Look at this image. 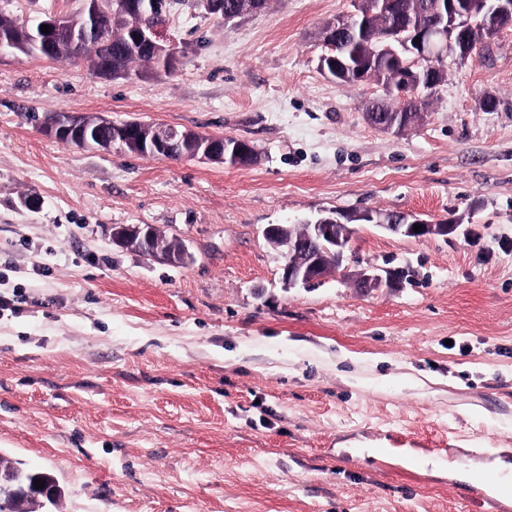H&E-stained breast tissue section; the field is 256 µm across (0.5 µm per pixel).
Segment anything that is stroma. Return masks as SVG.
Masks as SVG:
<instances>
[{
	"mask_svg": "<svg viewBox=\"0 0 512 512\" xmlns=\"http://www.w3.org/2000/svg\"><path fill=\"white\" fill-rule=\"evenodd\" d=\"M75 7L0 0L20 23ZM354 11L269 0L227 23L176 0L175 70L134 79L0 53V458L54 475L60 512H512L457 476L512 464V29L491 59L449 55L423 120L385 133L365 116L382 85L319 69ZM60 111L255 160L81 149L43 133ZM366 208L463 225L358 226L343 271L284 285L265 227ZM127 224L189 259L113 244ZM370 266L401 284L362 291Z\"/></svg>",
	"mask_w": 512,
	"mask_h": 512,
	"instance_id": "stroma-1",
	"label": "stroma"
}]
</instances>
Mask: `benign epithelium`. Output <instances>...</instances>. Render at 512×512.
I'll list each match as a JSON object with an SVG mask.
<instances>
[{
  "instance_id": "1",
  "label": "benign epithelium",
  "mask_w": 512,
  "mask_h": 512,
  "mask_svg": "<svg viewBox=\"0 0 512 512\" xmlns=\"http://www.w3.org/2000/svg\"><path fill=\"white\" fill-rule=\"evenodd\" d=\"M119 8L136 15L140 21L129 34L131 43L139 46L157 61L159 70L166 72L174 66L175 52L165 45L159 36L162 26L160 19L168 12L167 0H116ZM434 20L427 25L411 27L410 39L414 46L412 67L419 69L416 78L405 76L393 95L395 111L385 112L381 117L366 115L375 128L383 132L398 133L418 120L420 113L405 112L403 108L411 101L418 100V89L425 86L433 89L439 85L435 76L443 67L448 50L456 51L461 57H468L472 49L468 37L462 41L453 39V27L448 19L460 20L464 28H474L466 12L456 0H437L434 4ZM101 26V2L81 0L78 16H50L41 23L24 26V41L19 44L27 55L47 57L62 50L75 51L80 45L89 25ZM50 27V31L64 30L66 39L53 41L40 31V24ZM512 23V0H486L481 27L495 28ZM45 132L50 137L65 139L79 148L110 150L119 145L135 153L161 156L175 143L186 145L184 156L201 162L219 163L232 167L247 166L254 162L255 153L251 145L241 140H231L216 136L182 130L171 125H151L137 120L115 123L100 118L89 122V117L78 112H56L45 123ZM371 223L390 233L407 238L423 239L430 236L448 237L455 234L460 225L450 223L432 224L417 217L394 215L386 222H378L367 209L319 218L305 224L306 237L281 239L282 226L272 224L264 230L266 239H278L282 258V280L288 287H310L321 283L326 276L323 262L332 260L336 268H341L346 252L355 234V226ZM421 226V231H413V225ZM112 243L132 249L150 257L180 264L185 259V249L170 251L162 245L158 232L142 224L112 227ZM356 284L360 288L374 289L384 284H398L397 275L386 272V276L363 269L358 273ZM60 492L57 485L45 484L35 488L34 482L27 481V475L15 472L0 475V494L33 499L40 507L52 504Z\"/></svg>"
}]
</instances>
